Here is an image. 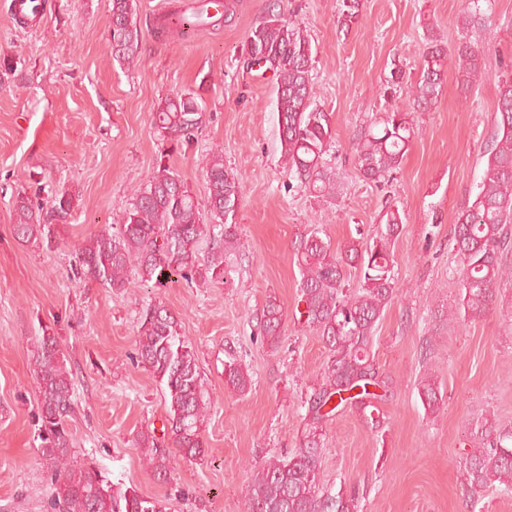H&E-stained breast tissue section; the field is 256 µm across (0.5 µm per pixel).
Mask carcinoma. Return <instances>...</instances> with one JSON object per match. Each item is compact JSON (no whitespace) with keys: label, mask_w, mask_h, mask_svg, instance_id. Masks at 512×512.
Returning a JSON list of instances; mask_svg holds the SVG:
<instances>
[{"label":"carcinoma","mask_w":512,"mask_h":512,"mask_svg":"<svg viewBox=\"0 0 512 512\" xmlns=\"http://www.w3.org/2000/svg\"><path fill=\"white\" fill-rule=\"evenodd\" d=\"M361 0H340L339 23L350 26L361 18ZM232 0H206L195 11L194 22L211 25L232 12ZM112 57L130 65L137 59L142 32L135 18L134 0H112L107 21ZM314 49L298 25L270 12L248 32L244 55L247 65L273 73L276 80L281 157L296 187L316 198L336 194L335 173L324 155L334 141L331 116L315 103L312 77ZM463 93L470 92L482 74L483 49L468 41L454 48ZM448 49L428 37L416 83L411 86V112L428 110L444 87ZM405 71L392 64L382 87L384 99L402 89ZM204 101L197 92L168 96L152 115V126L173 147L196 139L203 124ZM497 130L486 150L487 161L471 205L458 213L453 251L462 283V317L472 320L487 310L493 290L505 277L501 253L512 241V72L498 79ZM416 136L410 112L393 108L370 125L355 148V162L363 176L380 181L399 169ZM208 197L200 204L183 180L160 164L147 183L137 188L123 222L91 237L76 256L78 277L102 287L121 290L133 284L136 271L142 284L163 285L172 275L193 283H225L224 250L237 241V214L241 186L224 167L223 152L205 160ZM75 208L73 197L61 192L46 204L26 194L14 201V230L22 238L58 236ZM384 228L360 250L356 245L332 249L319 232L302 237L295 257L299 268L298 292L305 303L306 322L321 336L328 350L324 380L306 399L303 435L297 451L267 459L248 482L245 512H359L358 498L340 490L332 493L319 482L324 426L339 411L351 407L372 424L379 423L378 404L390 392L389 379L371 353L377 322L396 291L392 274V245L398 235L399 212L384 214ZM213 237L214 251L197 257L199 241ZM361 270L358 289L346 288L347 268ZM285 320L277 299L267 300L260 333L269 345L281 337ZM36 357L40 394L38 437L40 454L51 473L56 512H166L163 501L146 498L133 488L113 491L92 468L71 465L72 379L60 356L57 337L43 334ZM137 360L144 364L167 395V437L151 432L138 437L139 447L153 473L166 479L168 465L179 454L188 460L206 454L203 437L208 403L195 354L181 332V319L162 303L148 306L140 316ZM224 383L239 395L253 384L241 364H224ZM424 407L435 412L442 395L433 373L420 382ZM471 450L462 460L463 483L475 497L490 488L512 494V429L501 428L489 417L470 425Z\"/></svg>","instance_id":"cac0c4a2"}]
</instances>
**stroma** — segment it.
Returning <instances> with one entry per match:
<instances>
[{"label": "stroma", "mask_w": 512, "mask_h": 512, "mask_svg": "<svg viewBox=\"0 0 512 512\" xmlns=\"http://www.w3.org/2000/svg\"><path fill=\"white\" fill-rule=\"evenodd\" d=\"M269 1L235 0L219 25L183 40L155 31L157 18L194 0H135L142 30L138 62L112 59V0H50L47 18L12 20L0 0V512H53L54 488L38 451L37 339L57 337L73 377V462L93 466L113 489L165 501L168 512H242L243 490L263 460L294 453L304 402L322 381L327 351L306 325L294 245L319 232L332 247L370 241L386 211L402 224L394 244L396 296L375 333L373 354L392 379L372 426L347 409L326 425L320 482L356 492L361 512H512V494L467 492L460 459L469 425L486 415L512 426V281L480 319L449 323L462 283L453 252L458 213L470 205L495 131L498 78L512 63V0L482 5L483 23L464 28L467 0H362V21L338 22V0H273L306 29L315 50L316 102L329 112L335 145L326 161L344 190L324 202L288 189L282 164L275 80L246 68L243 47ZM447 47L470 39L485 50L486 74L468 95L449 68L432 109L417 112L418 134L393 177L363 178L353 147L389 109L381 83L401 63L416 82L427 33ZM201 91L202 129L176 149L152 126L158 103ZM224 150L242 187L238 241L226 257L227 283L122 291L75 273L90 237L121 223L133 192L164 164L205 201L199 156ZM71 194L75 209L53 241L20 240L13 201ZM286 313L277 346L260 341L268 297ZM160 301L178 314L205 383L209 445L196 460L174 458L154 478L136 440L162 435L167 406L154 375L134 359L140 315ZM253 375L246 396L224 383V364ZM435 369L443 401L425 410L419 383Z\"/></svg>", "instance_id": "35a3bbf8"}]
</instances>
